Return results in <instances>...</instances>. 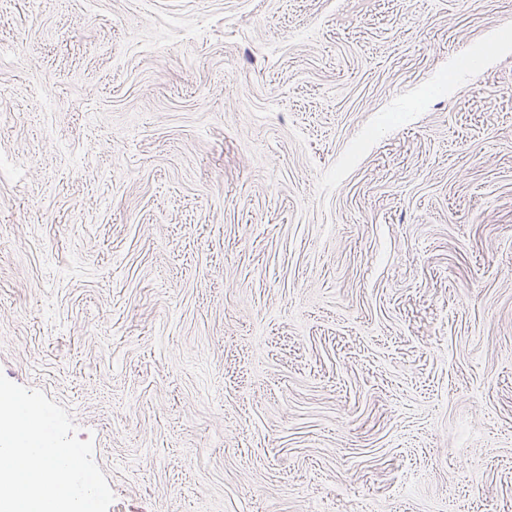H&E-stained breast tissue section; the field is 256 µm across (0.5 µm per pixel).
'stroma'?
<instances>
[{
	"instance_id": "1",
	"label": "stroma",
	"mask_w": 512,
	"mask_h": 512,
	"mask_svg": "<svg viewBox=\"0 0 512 512\" xmlns=\"http://www.w3.org/2000/svg\"><path fill=\"white\" fill-rule=\"evenodd\" d=\"M512 0H0V371L109 512H512Z\"/></svg>"
}]
</instances>
